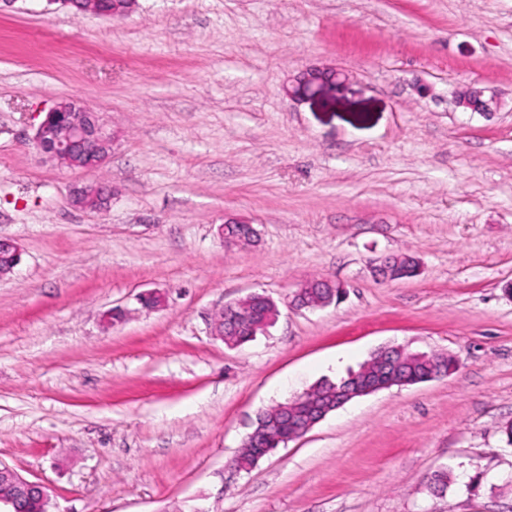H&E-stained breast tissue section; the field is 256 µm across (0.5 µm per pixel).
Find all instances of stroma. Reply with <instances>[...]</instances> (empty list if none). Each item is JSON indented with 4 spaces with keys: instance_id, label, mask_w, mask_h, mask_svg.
Listing matches in <instances>:
<instances>
[{
    "instance_id": "1",
    "label": "stroma",
    "mask_w": 512,
    "mask_h": 512,
    "mask_svg": "<svg viewBox=\"0 0 512 512\" xmlns=\"http://www.w3.org/2000/svg\"><path fill=\"white\" fill-rule=\"evenodd\" d=\"M326 67L346 82L288 96ZM468 85L497 112L456 108ZM64 98L112 136L96 171L28 143ZM99 181L108 211L70 205ZM228 218L257 244L225 245ZM0 237L21 251L0 279V462L47 485L50 512H512V0H138L114 18L14 0ZM397 254L418 274L377 280L369 261ZM313 279L346 299L292 308ZM147 291L166 305L142 310ZM254 293L276 323L226 347L212 318ZM113 308L128 316L104 327ZM386 346L459 367L231 473L260 411Z\"/></svg>"
}]
</instances>
